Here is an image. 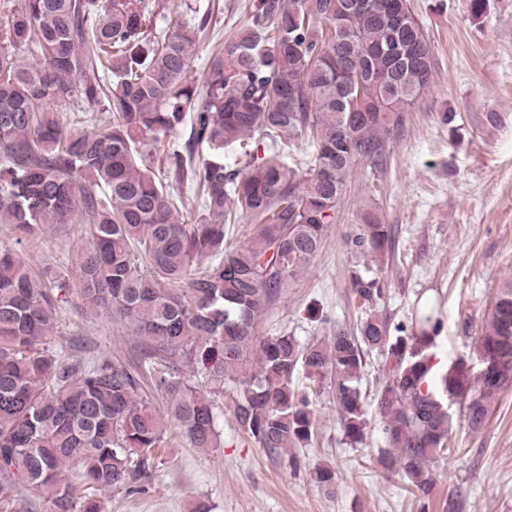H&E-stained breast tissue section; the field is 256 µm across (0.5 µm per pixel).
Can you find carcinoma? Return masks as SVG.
<instances>
[{
    "label": "carcinoma",
    "instance_id": "1",
    "mask_svg": "<svg viewBox=\"0 0 512 512\" xmlns=\"http://www.w3.org/2000/svg\"><path fill=\"white\" fill-rule=\"evenodd\" d=\"M352 2L248 0L244 25L200 83L188 71L214 27L210 5L166 32L159 0L0 3V225L18 243L54 224H83L88 235L69 271L0 247V512H24L26 500L102 512L94 492L143 487L173 427L194 448L219 447L205 380L235 385L239 430L274 453L313 436V400L294 374L327 377L359 443L366 349L388 370L376 397L385 470L428 492L453 399L468 431L485 427L512 365L494 379L450 365L428 386L441 331L431 313L396 336L375 314L356 336L338 330L307 345L258 333L320 251L356 162L382 155L430 87L434 55L407 0L356 11ZM305 138L315 153L303 173L281 154ZM148 144L151 156L141 153ZM192 205L186 224L179 213ZM240 217L251 221L249 241L224 243ZM390 240L369 217L351 246L383 253ZM66 305L124 324L133 353L76 359L47 346ZM475 351L512 362V277Z\"/></svg>",
    "mask_w": 512,
    "mask_h": 512
}]
</instances>
